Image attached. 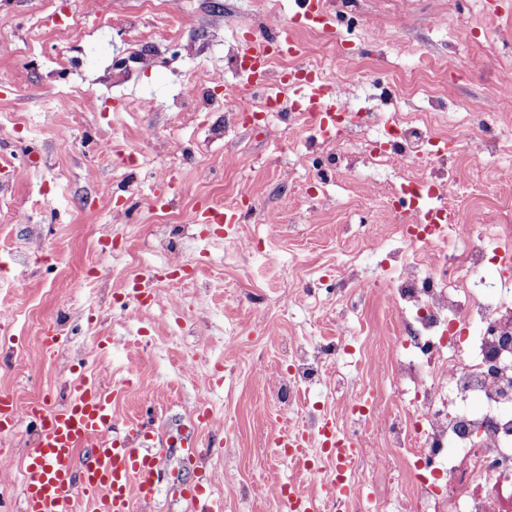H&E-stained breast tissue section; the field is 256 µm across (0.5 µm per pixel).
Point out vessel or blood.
I'll list each match as a JSON object with an SVG mask.
<instances>
[{
	"instance_id": "vessel-or-blood-1",
	"label": "vessel or blood",
	"mask_w": 512,
	"mask_h": 512,
	"mask_svg": "<svg viewBox=\"0 0 512 512\" xmlns=\"http://www.w3.org/2000/svg\"><path fill=\"white\" fill-rule=\"evenodd\" d=\"M243 50L254 60L246 80L259 85L274 59L287 54L300 56L302 50L288 37L266 39L248 37ZM281 88L299 96L306 111L318 113L324 137L336 134L335 113L341 104L332 86L315 77L302 84L281 81ZM42 430L33 453L25 464L26 482L23 512H75L77 498L83 497L92 512H131L133 499L152 500L158 490L156 479L163 462L150 446L153 427L133 422L116 429L112 416V398L95 377H81L70 403L59 410L41 411ZM20 416L12 398L0 392V435L13 434ZM319 444L321 461L307 462L308 470L330 464L335 472L331 493L335 500H351L354 490L347 473L359 445L356 438L339 431L336 423L324 422L316 434L294 431L282 437L283 448H305ZM84 459H77L78 449ZM177 490L199 506V512H223L215 499L203 489L188 484ZM276 498L282 512H311L309 500L292 489L279 488Z\"/></svg>"
}]
</instances>
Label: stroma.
I'll list each match as a JSON object with an SVG mask.
<instances>
[{
    "instance_id": "1",
    "label": "stroma",
    "mask_w": 512,
    "mask_h": 512,
    "mask_svg": "<svg viewBox=\"0 0 512 512\" xmlns=\"http://www.w3.org/2000/svg\"><path fill=\"white\" fill-rule=\"evenodd\" d=\"M0 0V390L20 408H62L80 374L116 391V424L152 409L155 450L180 482L221 500L223 512H277L276 486L309 491L318 512L326 487H311L278 448L312 410L346 428L365 408L363 445L379 463L361 472L367 494L353 512H402L414 493L410 457L388 447L382 427L409 404L393 376L401 318L385 290L409 255L384 221L402 171L360 168L318 179V131L277 112L252 120L215 103L180 106L187 80L245 78L235 62L247 33L272 37L298 12L280 0ZM332 29L352 54L341 67L320 24L299 25L304 64L341 89L352 112H404L455 144L480 139L484 123L512 136V111L485 97L512 82V12L488 0H327ZM78 18L84 35L58 37ZM135 27H128V20ZM26 54H18V47ZM484 101L481 117L466 103ZM460 181L455 207L475 181L486 212L512 207V157ZM244 211L237 224H193L192 209ZM279 221H265L268 212ZM277 262H269L267 253ZM55 330L57 344L46 346ZM111 340L101 354L98 337ZM238 346L228 348L229 337ZM345 338L332 364L292 408L273 399L292 363L289 344ZM212 414L198 422L199 409ZM193 430L200 466H181L179 431ZM39 430L23 418L0 437L12 465L0 473V512H20L25 459Z\"/></svg>"
}]
</instances>
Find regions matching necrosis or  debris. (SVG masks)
Masks as SVG:
<instances>
[{
    "mask_svg": "<svg viewBox=\"0 0 512 512\" xmlns=\"http://www.w3.org/2000/svg\"><path fill=\"white\" fill-rule=\"evenodd\" d=\"M378 125L390 151L358 154L366 130ZM336 126L337 163L352 171L399 159L406 168L401 188L413 202L453 177L449 170L421 174L420 160L437 156L439 143L411 116L351 112ZM459 229L461 246L450 259L429 268L402 263L390 281L404 324L394 375L411 416L409 425H388L385 435L395 448L407 436L415 443L407 512H512V211ZM491 258L503 273L487 280L482 271ZM332 351L327 342L296 352L292 371L278 382L279 403L320 378Z\"/></svg>",
    "mask_w": 512,
    "mask_h": 512,
    "instance_id": "necrosis-or-debris-1",
    "label": "necrosis or debris"
}]
</instances>
